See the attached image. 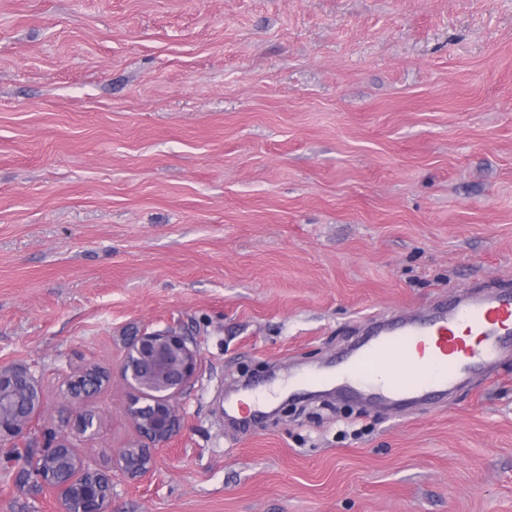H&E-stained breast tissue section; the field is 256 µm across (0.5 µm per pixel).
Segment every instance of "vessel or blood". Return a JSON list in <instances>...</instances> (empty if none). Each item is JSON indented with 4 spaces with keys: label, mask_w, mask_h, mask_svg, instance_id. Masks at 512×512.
I'll list each match as a JSON object with an SVG mask.
<instances>
[{
    "label": "vessel or blood",
    "mask_w": 512,
    "mask_h": 512,
    "mask_svg": "<svg viewBox=\"0 0 512 512\" xmlns=\"http://www.w3.org/2000/svg\"><path fill=\"white\" fill-rule=\"evenodd\" d=\"M512 352V289L469 299L445 298L418 313L371 318L364 336L334 372L289 379L303 391L327 384L339 394L377 397L386 405L445 397L461 379Z\"/></svg>",
    "instance_id": "b4317fda"
}]
</instances>
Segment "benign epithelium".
I'll return each instance as SVG.
<instances>
[{
  "label": "benign epithelium",
  "mask_w": 512,
  "mask_h": 512,
  "mask_svg": "<svg viewBox=\"0 0 512 512\" xmlns=\"http://www.w3.org/2000/svg\"><path fill=\"white\" fill-rule=\"evenodd\" d=\"M200 366L197 345L173 327L131 334L117 372L90 363L63 384L65 406L72 411V433L92 436L101 426V415L91 399L118 380L129 392L125 414L140 441L122 449L112 467H93L76 452L69 437L47 432L44 449L18 472L20 483L53 492L57 512H111L113 471L132 481L150 476L154 450L167 447L180 432L179 397ZM42 406L41 387L30 374L18 368L0 369V441L31 433L33 415L40 414Z\"/></svg>",
  "instance_id": "1"
}]
</instances>
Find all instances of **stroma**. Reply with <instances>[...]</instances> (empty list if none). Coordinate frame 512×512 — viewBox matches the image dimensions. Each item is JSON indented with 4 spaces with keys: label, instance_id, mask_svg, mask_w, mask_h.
Instances as JSON below:
<instances>
[{
    "label": "stroma",
    "instance_id": "35a3bbf8",
    "mask_svg": "<svg viewBox=\"0 0 512 512\" xmlns=\"http://www.w3.org/2000/svg\"><path fill=\"white\" fill-rule=\"evenodd\" d=\"M512 288V0H0V368L116 367L168 326L202 355L184 428L112 512H512V355L439 406L290 400L375 312ZM74 438H138L119 384ZM0 443V512H56Z\"/></svg>",
    "mask_w": 512,
    "mask_h": 512
}]
</instances>
